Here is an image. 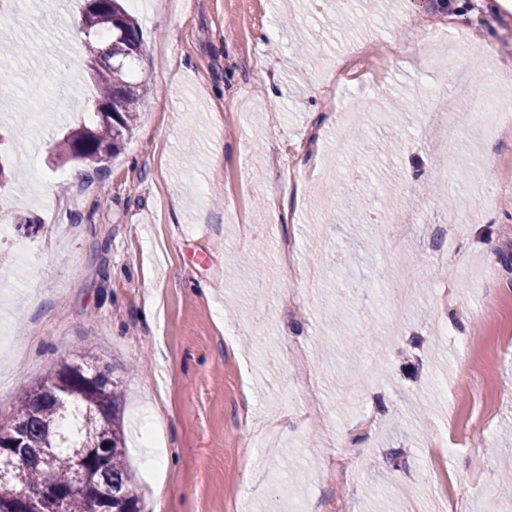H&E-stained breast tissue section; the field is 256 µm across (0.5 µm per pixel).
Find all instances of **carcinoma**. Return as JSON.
<instances>
[{"mask_svg":"<svg viewBox=\"0 0 512 512\" xmlns=\"http://www.w3.org/2000/svg\"><path fill=\"white\" fill-rule=\"evenodd\" d=\"M82 26L93 37L86 56L97 86L94 121L65 133L55 148L70 160L101 163L100 148L117 153L137 125L138 108L149 89L134 74L141 47L139 25L119 0H85ZM104 109L112 111L111 120L101 119ZM96 369L104 381L100 389L86 383ZM55 374L62 385L26 387L16 400L17 415L23 418V447L49 452L51 473L45 474L36 464L11 468L6 483L0 484V512H19L14 495L35 490L48 479L67 496L66 512H97L98 495L105 490L127 512H140L119 418L122 381L88 358L76 364L63 362ZM83 453L89 478L75 490L76 458Z\"/></svg>","mask_w":512,"mask_h":512,"instance_id":"obj_1","label":"carcinoma"}]
</instances>
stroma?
Masks as SVG:
<instances>
[{"instance_id": "1", "label": "stroma", "mask_w": 512, "mask_h": 512, "mask_svg": "<svg viewBox=\"0 0 512 512\" xmlns=\"http://www.w3.org/2000/svg\"><path fill=\"white\" fill-rule=\"evenodd\" d=\"M456 1L493 60L431 36ZM13 8L26 52L0 55L16 93L0 103L15 160L0 425L19 390L93 355L124 385L144 512H512V189L467 206L512 176V124L427 111L460 78L512 100V0H141L135 75L152 92L99 164L52 149L95 95L83 0ZM377 40L398 48L378 81L327 88ZM447 152L444 209L432 173ZM353 198L371 209L331 222Z\"/></svg>"}]
</instances>
